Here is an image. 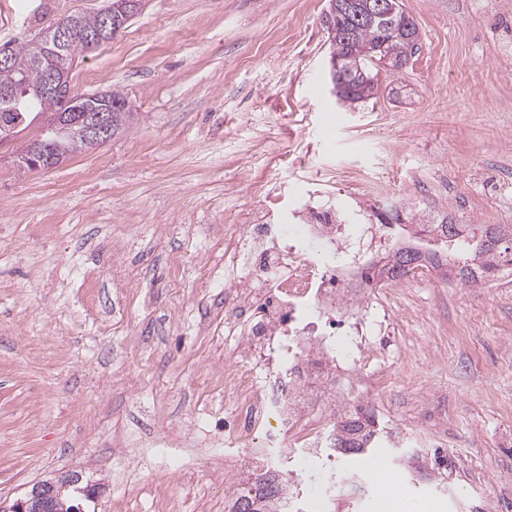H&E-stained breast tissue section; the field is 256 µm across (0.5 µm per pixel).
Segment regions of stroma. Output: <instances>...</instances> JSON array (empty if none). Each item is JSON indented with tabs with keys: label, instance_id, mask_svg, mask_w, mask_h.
<instances>
[{
	"label": "stroma",
	"instance_id": "35a3bbf8",
	"mask_svg": "<svg viewBox=\"0 0 512 512\" xmlns=\"http://www.w3.org/2000/svg\"><path fill=\"white\" fill-rule=\"evenodd\" d=\"M108 0H0V45ZM407 67L349 108L331 95L326 0H145L75 59L82 93L135 114L108 142L19 171L39 127L0 146V501L82 473L85 512H224L235 448L217 367L224 227L261 210L309 246L306 203L365 224L375 208L512 224V0H401ZM398 352L350 405L375 450L443 512H512V280L416 283ZM302 512H375L376 479L295 452Z\"/></svg>",
	"mask_w": 512,
	"mask_h": 512
}]
</instances>
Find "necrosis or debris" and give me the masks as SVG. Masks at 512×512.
<instances>
[{
	"label": "necrosis or debris",
	"mask_w": 512,
	"mask_h": 512,
	"mask_svg": "<svg viewBox=\"0 0 512 512\" xmlns=\"http://www.w3.org/2000/svg\"><path fill=\"white\" fill-rule=\"evenodd\" d=\"M304 218L309 248L289 243L278 224H237L224 236V267L234 273L226 286L237 301L224 315V334L235 342L224 360V402L235 419L226 438L241 450L239 475L267 467L268 449L320 447L324 432L313 426L311 409L328 399L337 372L371 383L388 368V354L373 339L389 332L375 311L389 309L393 280L380 279L367 291L349 269L357 256L348 250V225L316 207ZM325 248L344 254V264L325 261ZM333 317L357 338L352 353L326 366L310 347L327 345Z\"/></svg>",
	"instance_id": "obj_1"
}]
</instances>
